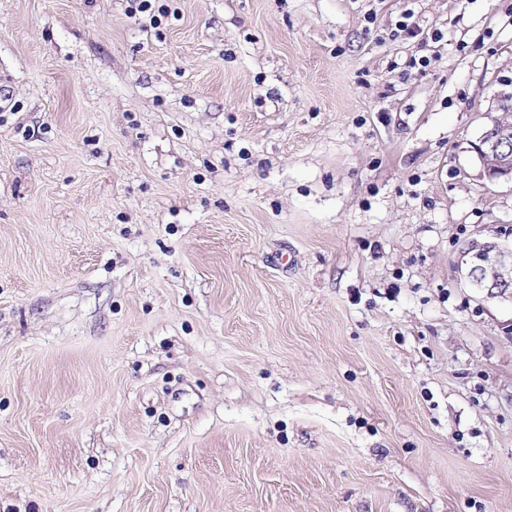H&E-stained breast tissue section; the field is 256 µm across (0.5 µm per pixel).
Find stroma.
I'll return each mask as SVG.
<instances>
[{
	"label": "stroma",
	"mask_w": 512,
	"mask_h": 512,
	"mask_svg": "<svg viewBox=\"0 0 512 512\" xmlns=\"http://www.w3.org/2000/svg\"><path fill=\"white\" fill-rule=\"evenodd\" d=\"M157 2L0 0V512H512V0ZM504 116L505 112L494 120L491 127L483 130L473 146L481 172L491 181H512V136L503 132L495 134L494 131L497 124L504 121ZM468 253L478 256L462 272V280L482 301L505 303L512 298V246L496 242L473 241Z\"/></svg>",
	"instance_id": "obj_1"
}]
</instances>
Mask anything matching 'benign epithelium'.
<instances>
[{"instance_id": "1", "label": "benign epithelium", "mask_w": 512, "mask_h": 512, "mask_svg": "<svg viewBox=\"0 0 512 512\" xmlns=\"http://www.w3.org/2000/svg\"><path fill=\"white\" fill-rule=\"evenodd\" d=\"M483 130L473 146L483 175L491 180L512 181V135L495 133L497 123ZM468 252L478 257L462 272L467 288L480 300L505 303L512 300V246L496 242L474 241Z\"/></svg>"}]
</instances>
